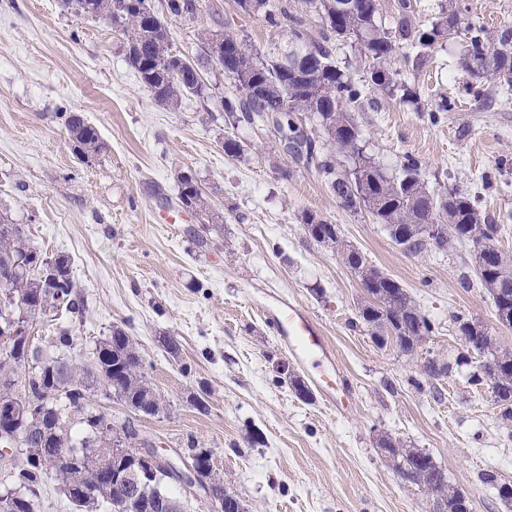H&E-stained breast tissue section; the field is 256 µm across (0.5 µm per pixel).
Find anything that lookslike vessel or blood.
<instances>
[{"instance_id": "vessel-or-blood-1", "label": "vessel or blood", "mask_w": 512, "mask_h": 512, "mask_svg": "<svg viewBox=\"0 0 512 512\" xmlns=\"http://www.w3.org/2000/svg\"><path fill=\"white\" fill-rule=\"evenodd\" d=\"M269 325L280 336L294 359L313 371L316 387L328 404L336 408L348 407L350 397L342 387L334 357L325 346L324 332L299 305L278 301L269 306Z\"/></svg>"}]
</instances>
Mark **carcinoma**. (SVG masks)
Segmentation results:
<instances>
[{"instance_id": "obj_1", "label": "carcinoma", "mask_w": 512, "mask_h": 512, "mask_svg": "<svg viewBox=\"0 0 512 512\" xmlns=\"http://www.w3.org/2000/svg\"><path fill=\"white\" fill-rule=\"evenodd\" d=\"M307 11L316 14L326 27L327 35L320 43L310 39L304 21L288 11L281 0H237L238 8L249 16H260L272 29L286 31V47L306 54L300 66L293 65L280 52L261 58L229 25L224 30L204 33L197 54L173 51L171 33L150 0H131L122 13L112 12L111 0H66V7L78 16L103 17L124 38L126 61L140 81L152 91L155 101L176 107L188 94L202 95L206 84L199 79L210 61L213 37L222 36L216 64L224 75L234 80L236 92L222 98L220 111L224 114V154L239 158L247 146L234 134L240 124L269 125L268 112L258 97H275L282 93L286 107L279 111L274 131L281 137L300 132L299 115L305 114L314 126L308 134L305 152L292 158L306 167H314L324 178L331 194H341L349 174L357 175L360 192L372 202L366 206L375 223L383 226L389 238L397 241L396 233L407 232L409 245L405 252L446 251L453 241L472 246L477 277L489 292L495 312L512 311V255L502 250L496 239L500 225L486 223L478 202L453 188L436 193L427 187L421 163L411 155L400 161L393 174L386 173L381 164L366 153L362 132L352 112L371 91L398 97L402 103H411L417 93L400 78L394 68L397 53L406 45L426 50L448 40V28L461 23L453 0L439 4V11L431 23L421 27L408 14L411 4L399 0L401 15L394 25L382 21L379 0H304ZM201 0H164L162 11L180 18L193 19L200 12ZM472 36L461 65L470 76L488 82L473 85L477 99L488 96L493 88L512 90V27H504L487 34L482 27L468 26ZM331 41L356 47L367 65L363 83L352 80L340 66ZM72 149L78 157H90L103 148L98 128L83 115L70 112L64 120ZM179 202L193 210L202 211L206 200L196 181L182 175L178 180ZM303 224L319 225L320 234L310 235L314 241L336 251L344 264L356 270L365 285L367 299L359 310L361 322L371 335L382 331L386 335L405 329L410 336H427L434 324L423 315L413 296L392 278L377 269L366 256L333 231L330 222L320 215L305 211ZM431 225H443L444 231L431 234ZM43 257L42 251L30 242L25 225L11 224L0 216V297L16 301L42 299L52 310L64 309L71 314L82 313V302L70 277L71 262L66 256L55 259L53 281L43 283L26 273L24 266ZM491 267L492 277L484 275L482 267ZM74 338L67 328L59 332L52 349L41 350L45 356L64 355L55 371L54 382L29 379L23 385L25 403L38 413L45 409L51 415H61L67 422L86 415L80 422L87 436L75 442L68 436L70 447L80 452L103 451L108 443L95 436L89 422L112 420V417L89 408L87 391L96 384L102 394L115 398L131 411H148L157 415L163 410V401L146 377V366L137 344L121 327L112 329L110 336L95 343L92 363L76 366L69 357ZM496 368L507 384L504 392L512 395V353L497 350ZM417 467L426 471L423 484L432 493L456 501V489L448 485V475L434 465L420 460ZM58 483L79 481L86 487L98 485L94 469H60L54 460L40 457L22 473L21 488L26 484L39 485L46 477ZM127 491L109 490V494L93 497L73 505L75 512H96L105 504L109 512H178L169 504L177 500L171 487L158 492L150 490V497H142L143 506L125 505ZM0 512H36V506L25 498H0Z\"/></svg>"}]
</instances>
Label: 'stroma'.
Segmentation results:
<instances>
[{
	"label": "stroma",
	"mask_w": 512,
	"mask_h": 512,
	"mask_svg": "<svg viewBox=\"0 0 512 512\" xmlns=\"http://www.w3.org/2000/svg\"><path fill=\"white\" fill-rule=\"evenodd\" d=\"M464 22L493 31L512 26V0H456ZM229 23L259 53L282 42L234 0H205L195 19L166 17L174 50L197 52L201 33ZM459 38L395 66L418 102L398 105L372 92L355 114L363 142L387 172L417 158L430 190L475 197L497 244L512 254V94L477 101L460 66ZM211 96L157 104L125 60L123 40L104 19L76 16L58 0H0V214L26 225L49 257L67 256L81 316L50 313L33 326L48 346L71 329L78 364L97 340L121 326L133 336L165 409L135 417L116 400L91 403L114 425L133 420L141 438L169 452L188 442L211 449L225 487L248 512H428L425 496L402 483L378 446L381 436L429 452L471 512H512L498 494L512 485V424L497 415L486 386L457 338L455 315L479 322L512 350L472 265L471 247L418 255L395 245L366 210L345 208L321 176L288 162L272 128L243 127L248 147L222 148L217 100L234 91L216 68ZM449 111L431 114L435 100ZM82 113L104 149L78 160L64 116ZM287 175H280V166ZM194 178L205 212L158 223L180 210V176ZM340 227L383 273L415 298L435 330L417 353L374 343L358 317L365 292L341 258L309 237L303 211ZM279 296L298 302L323 329L351 406L329 407L321 392L296 397L290 375L303 370L259 308ZM176 337L178 356L162 348ZM451 362L430 379L426 358ZM205 397L199 413L191 399Z\"/></svg>",
	"instance_id": "obj_1"
}]
</instances>
